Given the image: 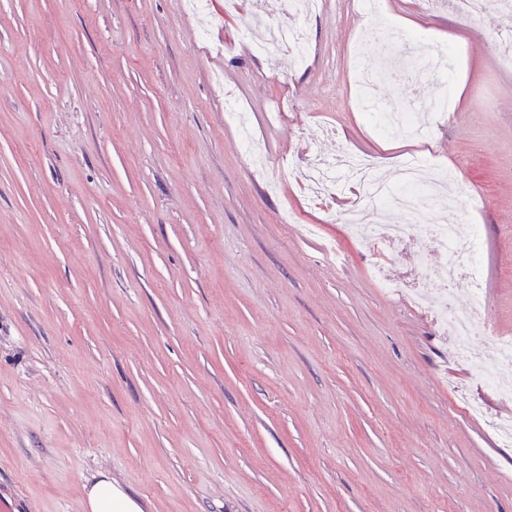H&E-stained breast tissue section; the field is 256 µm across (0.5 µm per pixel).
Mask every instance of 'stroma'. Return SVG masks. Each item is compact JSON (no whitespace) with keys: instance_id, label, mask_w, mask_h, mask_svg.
<instances>
[{"instance_id":"stroma-1","label":"stroma","mask_w":512,"mask_h":512,"mask_svg":"<svg viewBox=\"0 0 512 512\" xmlns=\"http://www.w3.org/2000/svg\"><path fill=\"white\" fill-rule=\"evenodd\" d=\"M209 2L0 0V498L83 512L102 470L142 512H512L492 427L512 364L490 358L512 336V68L491 42L512 12L323 0L303 59L272 62L240 37L253 0ZM409 18L415 58L455 56L377 82L379 108L437 116L383 138L356 71L390 51L362 41ZM344 149L389 178L451 167L419 216L373 221L479 225L483 291L448 304L493 327L472 339L492 384L415 299L438 242L372 244L345 222L355 189L308 194L307 152Z\"/></svg>"}]
</instances>
